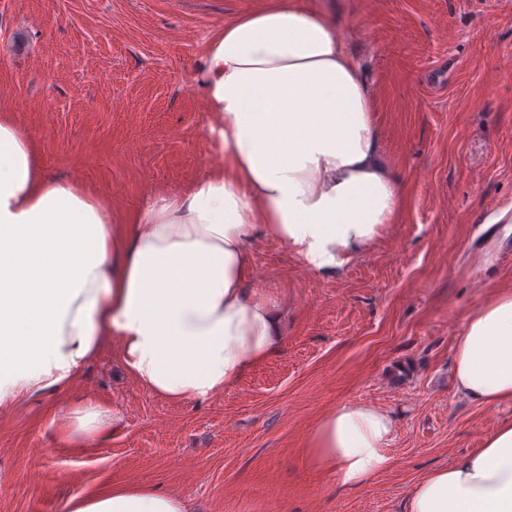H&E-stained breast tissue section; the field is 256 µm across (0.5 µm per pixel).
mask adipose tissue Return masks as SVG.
Returning <instances> with one entry per match:
<instances>
[{
    "mask_svg": "<svg viewBox=\"0 0 512 512\" xmlns=\"http://www.w3.org/2000/svg\"><path fill=\"white\" fill-rule=\"evenodd\" d=\"M196 84L224 161L188 188L131 212L46 173L14 113L0 110V410L72 384L107 338L144 390L205 400L281 345L273 297L250 290L256 229L328 277L366 250L402 207L373 120V97L334 20L271 0L213 32ZM453 387L512 403V289L467 315ZM114 412L72 410L66 438H107ZM395 418L348 400L307 438L308 461L356 488L389 468ZM406 512H512V419L481 448L420 479ZM66 512H192L176 494L118 484L79 492Z\"/></svg>",
    "mask_w": 512,
    "mask_h": 512,
    "instance_id": "ef3b65f1",
    "label": "adipose tissue"
}]
</instances>
